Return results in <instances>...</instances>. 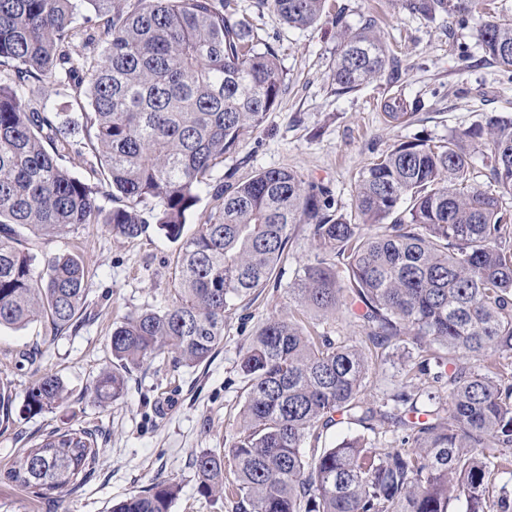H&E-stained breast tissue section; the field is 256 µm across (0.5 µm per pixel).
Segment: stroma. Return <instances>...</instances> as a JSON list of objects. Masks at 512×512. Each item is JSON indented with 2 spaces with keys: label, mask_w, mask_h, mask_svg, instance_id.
Returning <instances> with one entry per match:
<instances>
[{
  "label": "stroma",
  "mask_w": 512,
  "mask_h": 512,
  "mask_svg": "<svg viewBox=\"0 0 512 512\" xmlns=\"http://www.w3.org/2000/svg\"><path fill=\"white\" fill-rule=\"evenodd\" d=\"M234 3L256 38L274 50L285 87L262 125L225 156L223 173L232 181L287 167L322 185L349 214L355 180L378 153L401 141L442 139L494 112L512 113V80L485 58L473 27L430 22L391 0H329L319 21L303 28L284 24L259 0ZM370 16L404 70L399 79L386 73L358 91L336 94L329 79L336 25L356 29ZM464 52L469 61H461ZM392 94L420 104L398 127L387 124L381 109ZM37 246L48 256L72 253L83 260L86 320L56 337L40 322L0 328V390L13 402L9 422L0 421V512H109L113 503L160 482L180 487L170 512H237L235 500L200 490L194 457L204 449L223 452L236 440L247 396L240 360L268 319L292 308L288 288L314 258L309 225L293 227L287 259L257 297L226 310L224 341L208 362L176 367L168 355H157L131 368L125 393L104 405L93 402L90 389L112 363V328L127 316L175 302L179 246L155 224L135 239L113 236L101 224H81ZM44 374L66 382L67 403L36 416L22 414L29 387ZM78 427L93 430L99 442L86 480L49 498L4 480L35 438Z\"/></svg>",
  "instance_id": "obj_1"
}]
</instances>
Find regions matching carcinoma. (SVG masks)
Masks as SVG:
<instances>
[{"mask_svg": "<svg viewBox=\"0 0 512 512\" xmlns=\"http://www.w3.org/2000/svg\"><path fill=\"white\" fill-rule=\"evenodd\" d=\"M433 21L479 20L484 56L512 74V17L484 18L483 0H397ZM293 27L321 17L327 0H261ZM101 16L85 25L84 12ZM330 81L355 92L400 60L373 18L341 26ZM85 49L73 52L75 43ZM0 328L42 322L50 335L77 330L86 269L73 254L38 257L15 227L41 237L103 224L135 239L153 220L180 243L175 304L112 329V364L95 380L99 404L119 398L128 369L160 353L193 366L224 340V312L264 287L287 254L296 224L312 229L316 255L289 286L315 313L341 311L364 324L347 344L293 316L269 320L240 372L248 381L239 436L224 456L195 455L200 488L237 500L242 512H512V117L490 115L434 143L404 141L379 154L355 182V223L323 189L288 168L213 184L278 103L285 85L275 52L260 46L231 0H0ZM42 86L37 103L30 85ZM66 91L80 107H57ZM399 126L418 103H382ZM86 133L106 179L93 186L61 164L58 145ZM482 155L489 182L473 180ZM208 192L204 223L183 237L186 216ZM123 205L106 209L101 200ZM400 342L417 355L404 381L377 400L376 366ZM497 355L484 365L487 353ZM422 375L448 387V405L418 404L407 388ZM68 398L56 375L29 388L23 411L50 412ZM400 436L379 448L361 436L304 451L339 423ZM98 454L95 432L52 430L24 450L6 479L40 495L83 481ZM178 488L157 483L110 512H169Z\"/></svg>", "mask_w": 512, "mask_h": 512, "instance_id": "carcinoma-1", "label": "carcinoma"}]
</instances>
